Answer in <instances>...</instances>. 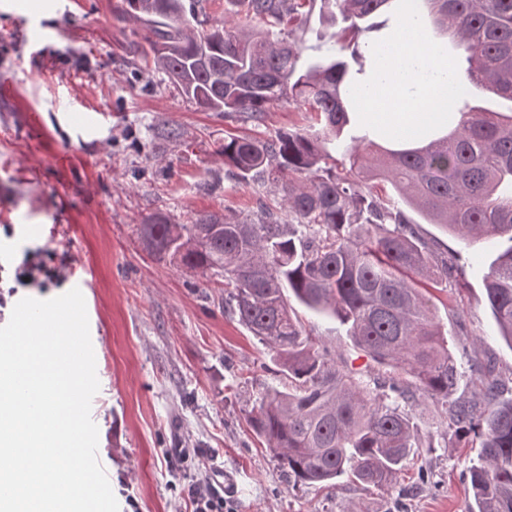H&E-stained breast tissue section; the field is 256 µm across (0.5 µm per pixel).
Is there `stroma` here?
Here are the masks:
<instances>
[{
  "label": "stroma",
  "mask_w": 512,
  "mask_h": 512,
  "mask_svg": "<svg viewBox=\"0 0 512 512\" xmlns=\"http://www.w3.org/2000/svg\"><path fill=\"white\" fill-rule=\"evenodd\" d=\"M123 0H0V266L27 249L55 252L62 284L19 289L46 300L84 296L99 390L91 404L98 460L119 512H191L189 489L215 486L224 470L232 512H468L464 472L477 448H425L387 493L348 478L293 485L246 423L265 387H284L268 351L224 310V288L198 272L156 260L138 227L161 212L177 224L259 220L276 195L227 177L218 148L225 134L267 138L304 112L280 102L262 122L196 109L161 73L147 69L146 31ZM48 33L33 43L25 23ZM335 27L313 11L292 40L304 56L325 54ZM425 237L462 268L438 312H464L449 342H471L472 357L512 368L483 299L491 242L464 243L435 224ZM307 334L349 366L374 371L345 328L306 310ZM469 357V358H472ZM459 357L457 396L474 391ZM423 470L424 479L412 473Z\"/></svg>",
  "instance_id": "obj_1"
}]
</instances>
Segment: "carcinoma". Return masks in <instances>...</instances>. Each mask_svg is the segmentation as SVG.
I'll return each mask as SVG.
<instances>
[{
	"instance_id": "carcinoma-1",
	"label": "carcinoma",
	"mask_w": 512,
	"mask_h": 512,
	"mask_svg": "<svg viewBox=\"0 0 512 512\" xmlns=\"http://www.w3.org/2000/svg\"><path fill=\"white\" fill-rule=\"evenodd\" d=\"M316 0H228L239 20L212 25L204 0H124L142 22L154 68L198 108L260 122L282 101L310 114L258 139L228 135L219 152L229 175L280 194L282 221L209 216L174 224L156 214L139 225L149 254L222 277L228 312L269 352L290 385L259 394L247 421L294 483L354 478L386 492L422 444L414 412L422 398L441 407L438 438L453 448L480 440L468 467L474 507L512 512V368L470 360L472 398L453 397L460 371L445 324L423 290L448 285L458 268L426 239L410 212L459 239L493 242L485 302L512 346V115L458 112L454 127L426 142L351 139L331 149L358 112L348 62H302L283 25L300 24ZM348 25L333 34L358 62L379 59L390 0H321ZM256 20L258 30L241 21ZM401 23L431 24L465 47L454 79L512 103V0H408ZM393 193H374L376 182ZM335 318L353 344L384 369L372 376L339 362L305 334L294 304Z\"/></svg>"
}]
</instances>
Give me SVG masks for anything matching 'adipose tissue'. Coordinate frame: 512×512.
<instances>
[{
	"mask_svg": "<svg viewBox=\"0 0 512 512\" xmlns=\"http://www.w3.org/2000/svg\"><path fill=\"white\" fill-rule=\"evenodd\" d=\"M389 72L394 87L371 84L359 104L368 117L390 130L407 133L447 122L448 61L442 51L430 48L417 27L395 31L389 55L378 65Z\"/></svg>",
	"mask_w": 512,
	"mask_h": 512,
	"instance_id": "adipose-tissue-1",
	"label": "adipose tissue"
}]
</instances>
